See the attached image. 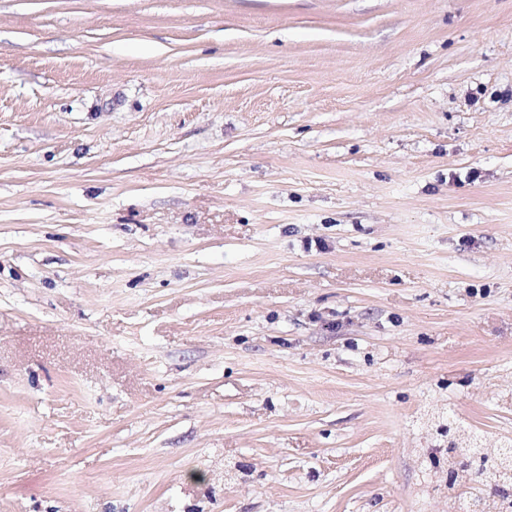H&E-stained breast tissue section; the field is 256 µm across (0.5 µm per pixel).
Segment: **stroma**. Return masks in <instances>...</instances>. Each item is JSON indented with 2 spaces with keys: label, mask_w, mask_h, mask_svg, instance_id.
<instances>
[{
  "label": "stroma",
  "mask_w": 512,
  "mask_h": 512,
  "mask_svg": "<svg viewBox=\"0 0 512 512\" xmlns=\"http://www.w3.org/2000/svg\"><path fill=\"white\" fill-rule=\"evenodd\" d=\"M512 439V0H0V512H465ZM459 432L460 431L456 426L457 441L460 444H465L468 448H473V450L474 448H482L481 446H476L475 440L461 437L462 435ZM479 460L483 461V466L479 475L475 478H472L471 480L475 485L473 489L475 491H481V486L487 483H499L503 490L499 494L498 498L502 502L510 503L507 506L502 503L503 509L512 507V500H509L508 496L504 493V488L508 485H512V461L511 463H505L499 457L497 449L492 453L488 450V448H482V454Z\"/></svg>",
  "instance_id": "35a3bbf8"
}]
</instances>
